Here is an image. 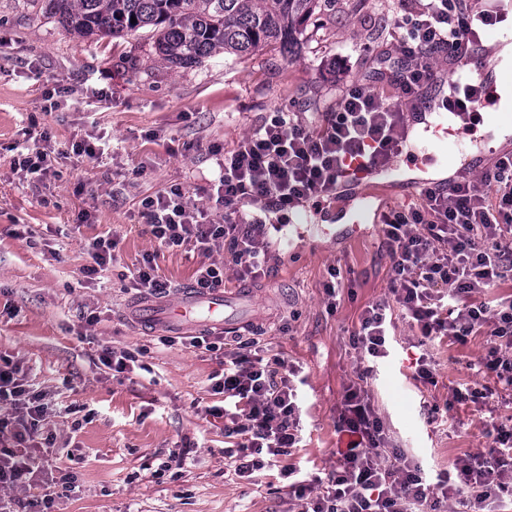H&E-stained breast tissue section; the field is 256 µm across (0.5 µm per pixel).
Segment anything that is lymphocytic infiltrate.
I'll list each match as a JSON object with an SVG mask.
<instances>
[{"label": "lymphocytic infiltrate", "mask_w": 512, "mask_h": 512, "mask_svg": "<svg viewBox=\"0 0 512 512\" xmlns=\"http://www.w3.org/2000/svg\"><path fill=\"white\" fill-rule=\"evenodd\" d=\"M402 14L389 30L398 48L382 61L381 87L355 82L333 111L312 119L277 110L259 128L239 138L219 159L210 196L224 209L223 223L207 221L181 189L148 196L141 216L160 246L204 256L194 282L202 290L224 286L225 273L239 281L268 275L269 246L238 216L241 203L264 202L285 211L335 198L348 162L386 163L404 140L403 103L419 99L440 55L470 57L479 31L506 21L505 6L479 8L475 0H401ZM449 95L464 120L491 101L485 83L452 81ZM417 205L390 211L380 231L391 268L385 296L363 310L350 342L362 357H388L392 311L400 309L416 330L418 346L441 338L463 343L485 334L477 367L493 384L512 387V296L496 304L479 300L485 288L512 280V152L500 154L479 178L461 177L445 188L424 187ZM224 250L221 262L210 254ZM295 368L287 357L266 354L261 340L236 341L224 354L214 393L225 406L208 415L224 422L240 479L276 465L298 441ZM370 368L357 367L355 383L341 401L336 430L348 443L325 493L294 487L301 512H501L512 502V428L497 427L494 448L459 459L455 475L423 480L418 465L401 451L387 452L383 423L368 397ZM23 366L0 361V512H27L13 493L43 463L31 448L48 410L44 393L32 391ZM396 465H387V457Z\"/></svg>", "instance_id": "f902f5d3"}]
</instances>
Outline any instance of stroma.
<instances>
[{
    "label": "stroma",
    "mask_w": 512,
    "mask_h": 512,
    "mask_svg": "<svg viewBox=\"0 0 512 512\" xmlns=\"http://www.w3.org/2000/svg\"><path fill=\"white\" fill-rule=\"evenodd\" d=\"M400 13V0H336L325 27L311 28L292 55L267 47L177 68L152 52L148 34L91 42L21 0H0V355L21 361L30 383L49 394L42 433L60 450L52 472L35 478L23 498L42 500L52 479L70 473L74 493L47 512H292L290 480L335 470L347 442L336 432L338 405L358 360L349 336L387 290L391 257L378 225L389 209L416 203L407 183L419 170L399 167L344 187L331 204L286 211L285 224L316 227L289 245L268 209L240 207L268 242L271 265L269 277L247 286L259 318L241 334L299 369L301 441L283 459L294 478L277 467L237 478L224 456V422L207 413L222 402L211 377L223 351L158 344L166 330L141 323L145 298L129 276L150 254L170 284L169 300L193 285L200 255L161 248L142 228L141 200L178 187L210 220L223 221L204 193L217 170L215 150L231 148L276 110L329 112L347 83L376 79L382 58L397 52L389 29ZM494 117L512 120V109L480 112L470 177L499 153ZM82 139L102 156L74 155ZM38 148L51 155L53 175L17 169L21 154ZM19 224L30 237L15 236ZM106 234L116 259L87 279L89 245ZM336 267L352 270L354 282L331 303L324 285ZM393 322L395 350L367 389L390 447L430 482L457 459L493 447V424L512 421V389L429 416L451 390L472 385L470 365L486 339L445 338L420 349L407 320L397 313ZM104 346L133 353L134 366L106 369L97 361ZM423 352L438 365L436 384L414 377ZM184 449L183 468L161 469Z\"/></svg>",
    "instance_id": "1"
}]
</instances>
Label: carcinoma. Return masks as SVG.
<instances>
[{
    "instance_id": "cac0c4a2",
    "label": "carcinoma",
    "mask_w": 512,
    "mask_h": 512,
    "mask_svg": "<svg viewBox=\"0 0 512 512\" xmlns=\"http://www.w3.org/2000/svg\"><path fill=\"white\" fill-rule=\"evenodd\" d=\"M81 37L100 41L148 29L155 53L173 66L268 46L292 52L336 0H24ZM136 22H131V18Z\"/></svg>"
}]
</instances>
